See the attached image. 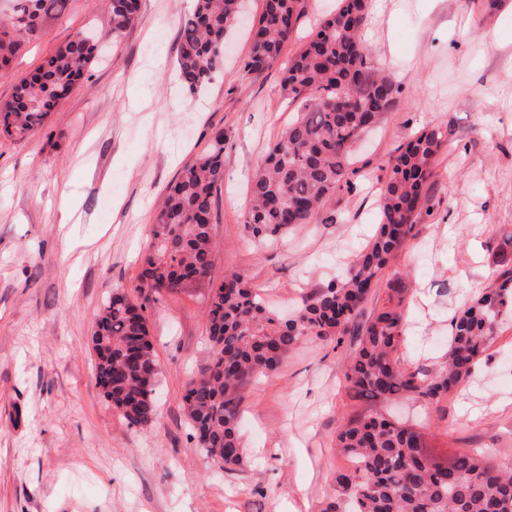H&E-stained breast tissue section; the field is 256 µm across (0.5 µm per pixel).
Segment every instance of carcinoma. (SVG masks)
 <instances>
[{
  "label": "carcinoma",
  "mask_w": 512,
  "mask_h": 512,
  "mask_svg": "<svg viewBox=\"0 0 512 512\" xmlns=\"http://www.w3.org/2000/svg\"><path fill=\"white\" fill-rule=\"evenodd\" d=\"M112 40H121L139 18L140 0H103ZM67 0H15L0 28V64L8 63L43 26L60 18ZM305 0H264L243 61L247 73L283 66V90L301 100L297 119L259 162L250 186L246 223L257 235L316 223L346 180L352 147L380 117L392 111L400 89L371 65L361 29L365 0H340L308 42L285 62ZM242 12V0H195L179 34L178 76L194 93L224 66V42ZM100 53L92 32L75 35L44 58L35 72L0 102V138L22 141L84 78ZM224 130L186 165L166 191L154 217L152 240L135 291L160 294L186 288L210 275L217 244L215 196L224 181ZM446 141L441 127L424 131L400 148L382 188L378 230L341 281H330L301 298L290 320L267 308L238 273L210 286L207 308L213 357L205 375L189 383L182 406L192 436L207 456L235 470L246 464L239 431L240 385L276 371L303 338L339 339L407 244L433 174L434 158ZM455 316L445 365L434 377L404 369L396 353L404 335L401 303L388 300L363 331L359 350L345 364L350 388L383 403L405 399L438 401L471 376L512 305V268ZM97 382L104 396L131 425L146 426L156 415L160 364L144 306L126 289L103 304L93 332ZM336 448L353 467L336 473L326 512H497L512 503V466L491 455L459 453L441 463L424 453L422 434L383 413L352 415L336 432Z\"/></svg>",
  "instance_id": "obj_1"
}]
</instances>
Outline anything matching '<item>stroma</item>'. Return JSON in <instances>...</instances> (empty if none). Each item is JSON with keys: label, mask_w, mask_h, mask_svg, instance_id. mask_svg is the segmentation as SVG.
<instances>
[{"label": "stroma", "mask_w": 512, "mask_h": 512, "mask_svg": "<svg viewBox=\"0 0 512 512\" xmlns=\"http://www.w3.org/2000/svg\"><path fill=\"white\" fill-rule=\"evenodd\" d=\"M262 3L244 0L223 70L191 94L177 76L189 9L141 0L138 21L44 126L0 139V512H324L337 472L351 466L336 430L375 408L348 388L344 364L389 290L376 289L340 343L301 341L276 371L243 385L248 465L229 471L197 448L181 403L212 357L209 284L242 274L270 309L292 312L370 242L389 162L423 131L442 126L448 139L413 236L391 263L404 367L436 373L449 312L512 263V0H379L363 42L373 68L399 86L396 107L356 144L348 186L316 223L257 237L246 224L253 173L301 107L282 93L280 67L241 69ZM90 26L107 27L101 0H68L0 74V100ZM219 128L211 279L149 294L157 414L133 426L96 384L91 336L113 289L136 284L168 184ZM402 415L431 456L477 449L512 463V315L467 383L436 403L403 402Z\"/></svg>", "instance_id": "1"}]
</instances>
